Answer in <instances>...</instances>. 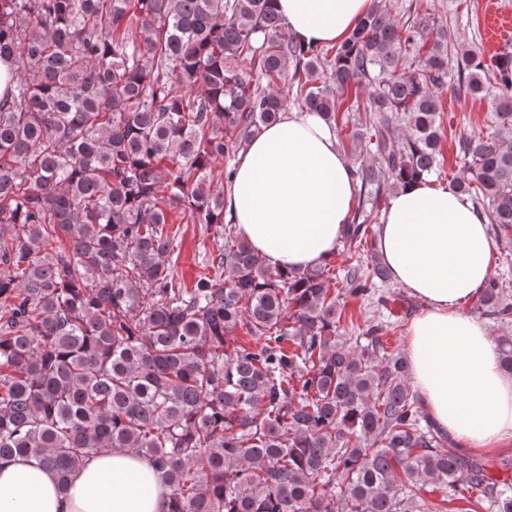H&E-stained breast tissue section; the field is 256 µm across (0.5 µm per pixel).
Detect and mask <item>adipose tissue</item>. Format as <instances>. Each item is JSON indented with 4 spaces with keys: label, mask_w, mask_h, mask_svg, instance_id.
<instances>
[{
    "label": "adipose tissue",
    "mask_w": 512,
    "mask_h": 512,
    "mask_svg": "<svg viewBox=\"0 0 512 512\" xmlns=\"http://www.w3.org/2000/svg\"><path fill=\"white\" fill-rule=\"evenodd\" d=\"M373 0H274L288 34L306 46L344 40ZM224 220L264 263L304 270L328 263L356 199L355 168L336 132L302 110L281 112L239 154ZM393 283L421 304L409 323L413 386L434 425L463 449L512 446V373L488 329L465 308L491 275L494 242L474 206L432 179L397 188L377 228ZM155 467L125 451L83 463L67 488L36 460L0 459V512H168Z\"/></svg>",
    "instance_id": "1"
}]
</instances>
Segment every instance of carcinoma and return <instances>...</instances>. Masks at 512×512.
<instances>
[{"instance_id": "carcinoma-1", "label": "carcinoma", "mask_w": 512, "mask_h": 512, "mask_svg": "<svg viewBox=\"0 0 512 512\" xmlns=\"http://www.w3.org/2000/svg\"><path fill=\"white\" fill-rule=\"evenodd\" d=\"M393 7L317 50L271 0H0V458H35L64 489L90 457L130 451L170 512H512L511 477L441 446L381 323L341 343L329 269H272L224 223L231 160L255 133L290 100L338 128L341 103L365 114L342 242L368 243L395 188L442 177L453 80L494 90L497 121L458 138L453 189L512 230V51L453 54L435 15L401 29ZM177 221L216 232L190 288ZM345 280L386 305L377 256ZM478 310L512 319L498 280Z\"/></svg>"}]
</instances>
